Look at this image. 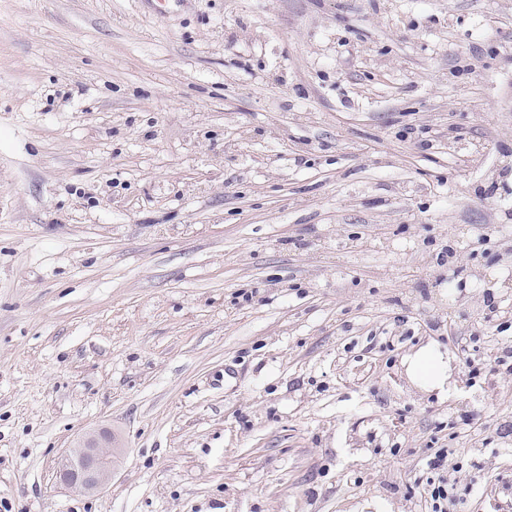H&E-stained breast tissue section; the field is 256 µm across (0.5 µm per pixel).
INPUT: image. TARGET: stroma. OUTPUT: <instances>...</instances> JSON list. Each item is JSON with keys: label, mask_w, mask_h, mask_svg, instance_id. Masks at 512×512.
Returning <instances> with one entry per match:
<instances>
[{"label": "stroma", "mask_w": 512, "mask_h": 512, "mask_svg": "<svg viewBox=\"0 0 512 512\" xmlns=\"http://www.w3.org/2000/svg\"><path fill=\"white\" fill-rule=\"evenodd\" d=\"M509 349L512 0H0V512H512ZM403 365L412 386L422 393H448V357L441 353L438 343L420 346L405 358ZM121 451L111 432L82 437L62 456L58 479L84 493L98 492L112 480ZM426 484L425 494L430 499L431 512H450L448 504L453 507L464 504L454 492L455 483H451L449 479L440 477L438 483L428 480Z\"/></svg>", "instance_id": "1"}]
</instances>
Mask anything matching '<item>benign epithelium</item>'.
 I'll return each instance as SVG.
<instances>
[{
    "instance_id": "benign-epithelium-1",
    "label": "benign epithelium",
    "mask_w": 512,
    "mask_h": 512,
    "mask_svg": "<svg viewBox=\"0 0 512 512\" xmlns=\"http://www.w3.org/2000/svg\"><path fill=\"white\" fill-rule=\"evenodd\" d=\"M122 448L112 433L78 439L62 456L57 476L69 488L95 493L112 480Z\"/></svg>"
}]
</instances>
